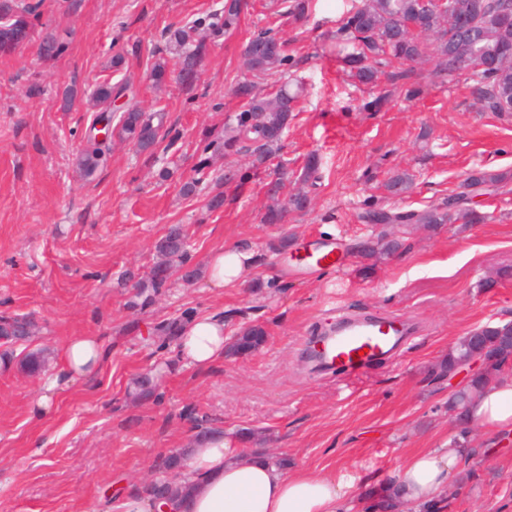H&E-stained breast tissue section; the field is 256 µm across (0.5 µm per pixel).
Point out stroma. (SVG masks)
Listing matches in <instances>:
<instances>
[{"mask_svg": "<svg viewBox=\"0 0 512 512\" xmlns=\"http://www.w3.org/2000/svg\"><path fill=\"white\" fill-rule=\"evenodd\" d=\"M215 3L44 0L29 40L0 52V316L28 314L37 326L29 346H15L12 359L0 362V512H118L113 487L137 492L144 480L172 479L161 458L193 447L192 419L202 415L225 438L254 430L293 468L345 477L364 497L396 477L409 456L448 440V387L426 381L428 367L459 336L512 320V183L485 199L484 223L409 227L406 250L374 265L349 250L374 231L360 219L368 203L420 210L455 194L470 170L512 171V114L480 111L472 89L437 78L428 62L416 65L410 81L416 96L393 91L383 76L377 88L390 92L387 105L360 110L363 89L332 39L353 0H310L298 22L281 0H244L238 29L210 46L193 87L172 75L154 85L149 73L163 31ZM268 27L287 40L304 85L281 159L296 170L308 153L321 157L310 209L288 213L281 224L261 221L270 203L266 174L237 188L217 186L227 168H246L242 154L215 157L213 179L192 196L181 191L205 137L220 135L238 108L232 87L247 75L243 43ZM45 29L68 41L51 61L37 55ZM121 49L129 55L112 70ZM106 77L132 84L127 106L165 109L180 137L155 158L114 143L106 167L88 182L74 164L91 119L80 100ZM68 89L77 102L66 111ZM164 167L170 175L163 180ZM396 172L408 173L413 185L391 198L383 184ZM219 191L223 207L209 210ZM173 224L185 225L190 264L201 271L213 253L243 241L257 246L259 259L239 287H210L202 274L189 283L176 270L151 307H126L118 279L147 274L155 242ZM285 235L303 245L343 244V268L285 259L273 249ZM347 309L408 315L420 333L398 363L351 377L308 375L305 338ZM187 310L223 316L228 337L264 324L268 341L250 356L180 366L174 345L159 347L148 334ZM83 334L104 343L100 371L32 419L29 403L56 372L57 351ZM29 348L45 351V372L21 368ZM159 364L154 397L135 399V379ZM493 440L473 428L478 452L450 473L447 512H512V447L493 448Z\"/></svg>", "mask_w": 512, "mask_h": 512, "instance_id": "1", "label": "stroma"}]
</instances>
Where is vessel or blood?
Masks as SVG:
<instances>
[{
    "instance_id": "1",
    "label": "vessel or blood",
    "mask_w": 512,
    "mask_h": 512,
    "mask_svg": "<svg viewBox=\"0 0 512 512\" xmlns=\"http://www.w3.org/2000/svg\"><path fill=\"white\" fill-rule=\"evenodd\" d=\"M415 333L414 324L401 315H346L334 330L310 338L308 365L332 376L357 375L396 361Z\"/></svg>"
}]
</instances>
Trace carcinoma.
Instances as JSON below:
<instances>
[{
    "label": "carcinoma",
    "mask_w": 512,
    "mask_h": 512,
    "mask_svg": "<svg viewBox=\"0 0 512 512\" xmlns=\"http://www.w3.org/2000/svg\"><path fill=\"white\" fill-rule=\"evenodd\" d=\"M43 0H0V49H10L23 43L29 35L31 20L40 15ZM242 0H223L222 6L179 26L164 31L165 48L179 63V80L193 85L199 78L209 43L238 29ZM336 56L349 69L360 84L373 86L377 75L388 73L393 84L406 81L414 74L412 64L422 58L435 62L438 77H461L478 93L480 108L484 112L505 115L511 109L502 106L504 91L499 83L501 66L512 63V0H355L341 20L334 34ZM245 46L253 53L243 52L247 68L259 77L288 64L287 40L266 29L249 38ZM67 49L66 39L56 32L45 33L37 54L43 59H54ZM131 86L123 81L112 83L105 79L94 85L89 99L90 110L95 112L85 136V144L78 151L76 165L82 176L89 180L102 170L110 156V141L96 139V125H113L116 138L132 143L135 148L150 156L160 146V131L166 123L162 109L147 112L138 108L121 112L111 110L113 102L128 96ZM233 95L239 108L224 123V135L205 140L196 172L203 175L210 167L209 153L238 154L249 157V167L254 171L272 168L278 177L277 187L269 192L272 204L262 217L265 224H279L284 214L291 210L304 212L311 205V189L317 185L320 157L308 155L298 176L305 189L287 197L283 191L288 185L290 172L282 162L271 165L279 157L285 131L296 117V104L300 90L284 81L278 87L264 92L257 83L245 79L236 83ZM512 181L511 172L474 169L459 184V192L448 200L432 204L420 211H391L371 208L361 215L367 224H399L398 232L405 233L409 224H425L434 228L440 224H479L485 216L477 212L467 198L486 194L492 188H503ZM408 174L388 178L385 188L398 196L409 191ZM396 232V233H398ZM396 233L380 231L352 246L355 254L380 258L402 247ZM189 235L181 225L171 226L154 245L157 263L144 277L126 274L123 287L130 288L127 305L147 308L154 304L159 291L169 280L174 264L187 263ZM192 314L156 324L150 339L162 345L178 338L181 325ZM35 322L27 316L1 317L0 337L5 342H17L29 337ZM475 336L487 348L488 366L485 371L471 377L462 389L448 399V412L462 433H468L470 406L475 396L483 392L493 378L512 371V351L497 345L501 336H512V322L488 323L478 327ZM268 332L261 324L242 328L228 347L229 355L252 354L262 349ZM467 346L460 337L448 349V355L427 370V379L435 381L448 375L465 354ZM46 359L43 351L25 355L21 367L29 373L40 371ZM188 486L182 480L153 481L143 488L148 498L170 497L177 501L187 495ZM397 500L394 490L381 496L367 507L369 512H395Z\"/></svg>",
    "instance_id": "carcinoma-1"
}]
</instances>
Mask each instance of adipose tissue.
Wrapping results in <instances>:
<instances>
[{
  "mask_svg": "<svg viewBox=\"0 0 512 512\" xmlns=\"http://www.w3.org/2000/svg\"><path fill=\"white\" fill-rule=\"evenodd\" d=\"M257 252L242 244L214 253L207 263V280L215 288L238 286ZM224 320L196 315L184 324L178 355L184 364L204 367L224 356ZM106 353L100 337L71 338L60 350L59 371L44 384L30 404L32 418L45 417L54 396L99 370ZM473 423L499 434L512 431V376L494 380L471 408ZM472 450L468 441L452 435L447 447L412 456L401 469L395 487L402 502L415 512L447 502L448 474ZM194 491L178 512H354L351 485L340 477L305 470L288 472L259 457L240 459L237 448L224 438L196 446L185 472Z\"/></svg>",
  "mask_w": 512,
  "mask_h": 512,
  "instance_id": "1",
  "label": "adipose tissue"
}]
</instances>
